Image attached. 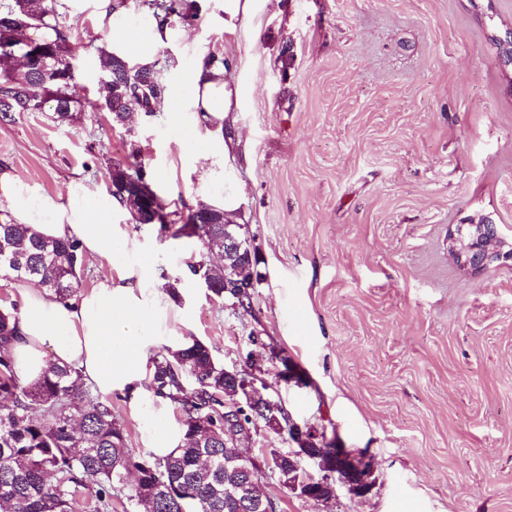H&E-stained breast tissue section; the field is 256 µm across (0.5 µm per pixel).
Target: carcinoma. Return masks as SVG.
<instances>
[{
    "mask_svg": "<svg viewBox=\"0 0 512 512\" xmlns=\"http://www.w3.org/2000/svg\"><path fill=\"white\" fill-rule=\"evenodd\" d=\"M135 6L171 28L192 25L199 11L196 0H135ZM42 29L53 35L37 38L40 57L16 73L8 52ZM68 42L57 0H13L0 10V104L10 108L0 111V122H11L22 112H41L53 123L75 120L78 101ZM101 54L107 82L101 107L118 124L132 110L152 115L168 92L163 72L169 62L140 68L105 49ZM141 170L137 161L109 167L110 194L121 200L134 223L158 224L164 231L174 226L175 235L196 238L209 251L224 248L221 208L199 202L177 226L150 187L130 203L128 178ZM79 248L75 239L45 238L28 224L0 222V271L13 279L36 280L62 301L80 292L84 257ZM190 271L211 282L212 298L234 295L224 292L223 272L206 261L193 263ZM17 313L15 301L0 305V504L10 512H73L79 495L88 497L93 512H112L115 492L124 488L132 469L138 479L127 500L134 512H257L251 507L255 501L277 512L263 486L250 484L245 472L224 464V451L234 446L245 425H261L279 435L288 432V412L279 397L260 391L249 399L237 395L236 379L224 375L210 348L193 339L158 355L150 382L154 395L180 410L185 444L162 459L135 457L112 406L92 399L75 370L52 366L34 384L16 373L11 324ZM188 378L194 384L190 392ZM237 400L243 403L237 415L224 418V403ZM309 454L326 470L336 469L335 443L311 448ZM293 470L292 459L281 454L275 474L283 485Z\"/></svg>",
    "mask_w": 512,
    "mask_h": 512,
    "instance_id": "1",
    "label": "carcinoma"
}]
</instances>
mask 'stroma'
Listing matches in <instances>:
<instances>
[{"label": "stroma", "instance_id": "obj_1", "mask_svg": "<svg viewBox=\"0 0 512 512\" xmlns=\"http://www.w3.org/2000/svg\"><path fill=\"white\" fill-rule=\"evenodd\" d=\"M197 2L160 56L172 88L197 55L227 64L230 161L213 170L260 281L252 311L233 309L190 272L200 241L127 222L181 294L157 352L195 338L227 368L261 367L294 421L371 458L365 492L326 502L269 477L280 512H512V262L471 272L448 252L450 230L484 218L512 243V68L491 42L512 0H252L230 27L222 0ZM57 11L82 110L0 123V170L60 204L71 179L107 190L134 156L186 215L201 173L178 131L160 111L111 122L105 31L68 0Z\"/></svg>", "mask_w": 512, "mask_h": 512}]
</instances>
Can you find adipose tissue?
Here are the masks:
<instances>
[{
	"label": "adipose tissue",
	"instance_id": "1",
	"mask_svg": "<svg viewBox=\"0 0 512 512\" xmlns=\"http://www.w3.org/2000/svg\"><path fill=\"white\" fill-rule=\"evenodd\" d=\"M70 2L77 11L92 10L108 30V51L133 65L153 66L172 38L170 28L153 19L124 23L117 0ZM228 86L225 66L207 63L201 55L184 84L160 103L169 125L185 133L178 143L181 152L208 161L225 151L219 133L231 110ZM0 202L7 203L14 223L31 225L48 238L78 239L85 255L104 258L112 268L72 301L57 300L30 280H14L21 300L12 344L18 374L35 383L50 365L73 368L94 392L122 396L132 415H151V425L141 433L151 455L176 452L184 437L182 426L170 419L167 400L146 393L154 370L149 351L175 313L156 286L159 273L144 244L130 238L118 222L125 207L76 180L59 205L41 199L7 172L0 174Z\"/></svg>",
	"mask_w": 512,
	"mask_h": 512
}]
</instances>
